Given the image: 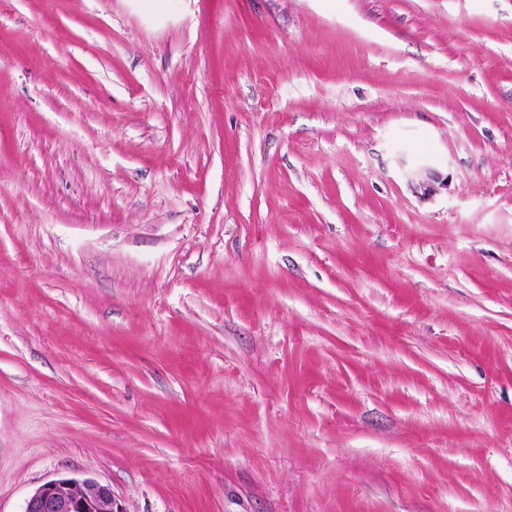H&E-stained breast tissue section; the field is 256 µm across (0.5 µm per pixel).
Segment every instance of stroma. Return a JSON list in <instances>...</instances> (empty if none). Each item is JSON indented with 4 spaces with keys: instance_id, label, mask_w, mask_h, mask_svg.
Instances as JSON below:
<instances>
[{
    "instance_id": "obj_1",
    "label": "stroma",
    "mask_w": 512,
    "mask_h": 512,
    "mask_svg": "<svg viewBox=\"0 0 512 512\" xmlns=\"http://www.w3.org/2000/svg\"><path fill=\"white\" fill-rule=\"evenodd\" d=\"M512 512V0H0V512ZM23 512H124L112 489L94 478L60 477L38 486Z\"/></svg>"
}]
</instances>
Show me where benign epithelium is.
<instances>
[{"mask_svg":"<svg viewBox=\"0 0 512 512\" xmlns=\"http://www.w3.org/2000/svg\"><path fill=\"white\" fill-rule=\"evenodd\" d=\"M24 512H123L112 489L94 478L60 477L38 486Z\"/></svg>","mask_w":512,"mask_h":512,"instance_id":"1","label":"benign epithelium"}]
</instances>
